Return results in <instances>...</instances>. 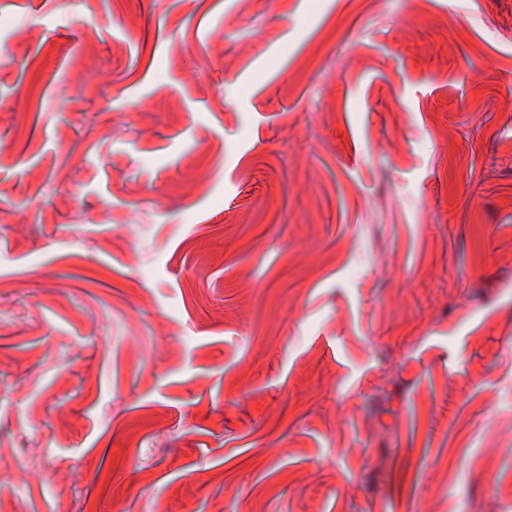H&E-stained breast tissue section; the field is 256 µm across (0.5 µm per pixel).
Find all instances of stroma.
<instances>
[{
	"label": "stroma",
	"instance_id": "obj_1",
	"mask_svg": "<svg viewBox=\"0 0 512 512\" xmlns=\"http://www.w3.org/2000/svg\"><path fill=\"white\" fill-rule=\"evenodd\" d=\"M14 25L0 512H512V0Z\"/></svg>",
	"mask_w": 512,
	"mask_h": 512
}]
</instances>
